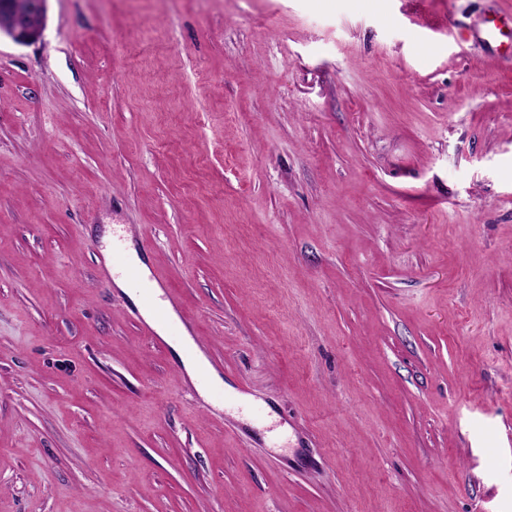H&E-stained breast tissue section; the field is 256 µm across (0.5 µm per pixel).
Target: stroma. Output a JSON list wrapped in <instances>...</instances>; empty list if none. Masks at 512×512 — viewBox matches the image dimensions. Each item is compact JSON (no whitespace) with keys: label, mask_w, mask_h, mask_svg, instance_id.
<instances>
[{"label":"stroma","mask_w":512,"mask_h":512,"mask_svg":"<svg viewBox=\"0 0 512 512\" xmlns=\"http://www.w3.org/2000/svg\"><path fill=\"white\" fill-rule=\"evenodd\" d=\"M512 0H46L0 37V512H512ZM122 227L223 381L102 284ZM186 372L200 381L202 388L209 391L213 387H220L223 381L213 373L202 355L193 346V341L185 336L173 344Z\"/></svg>","instance_id":"obj_1"}]
</instances>
